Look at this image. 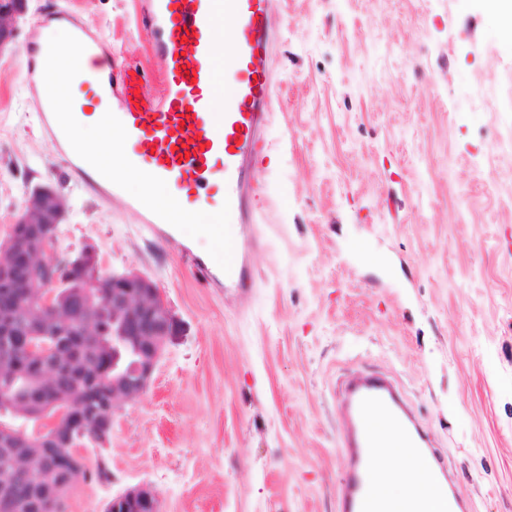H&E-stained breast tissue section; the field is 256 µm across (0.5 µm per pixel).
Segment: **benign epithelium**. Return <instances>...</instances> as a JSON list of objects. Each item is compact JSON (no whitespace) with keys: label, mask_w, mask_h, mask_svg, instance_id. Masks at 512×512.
<instances>
[{"label":"benign epithelium","mask_w":512,"mask_h":512,"mask_svg":"<svg viewBox=\"0 0 512 512\" xmlns=\"http://www.w3.org/2000/svg\"><path fill=\"white\" fill-rule=\"evenodd\" d=\"M29 0H0V54L12 43L16 21ZM65 204L49 186L35 188L0 244L8 259L0 262V337L12 347L0 351V368L35 381L62 369L78 383L94 388L107 382L106 370L97 367L95 352L78 347L89 335L86 316L112 308V326L99 333L112 337V397L86 409L39 388L24 404V414L36 419L30 434L0 428V447L13 451L15 469L34 479L38 493L55 492L65 478L77 484L81 473L60 465L69 453L78 456L77 438L90 431L105 444L112 435L115 416L123 405L139 399L148 388L167 341L180 325L156 283L136 269L101 275L96 249L86 246L73 254L58 245V228ZM26 307L29 321L19 324L12 314ZM64 356L62 368L55 358ZM29 498L18 494L13 482L0 484V509L24 512ZM112 512H161L147 486H134L112 497Z\"/></svg>","instance_id":"7a95c632"}]
</instances>
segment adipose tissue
Returning a JSON list of instances; mask_svg holds the SVG:
<instances>
[{"label":"adipose tissue","mask_w":512,"mask_h":512,"mask_svg":"<svg viewBox=\"0 0 512 512\" xmlns=\"http://www.w3.org/2000/svg\"><path fill=\"white\" fill-rule=\"evenodd\" d=\"M375 471L380 478V494L392 501L418 499V512H445L443 495L429 477L430 467L421 458L410 454L399 443L379 448L374 457Z\"/></svg>","instance_id":"adipose-tissue-1"}]
</instances>
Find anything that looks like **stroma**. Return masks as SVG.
I'll return each mask as SVG.
<instances>
[{
  "mask_svg": "<svg viewBox=\"0 0 512 512\" xmlns=\"http://www.w3.org/2000/svg\"><path fill=\"white\" fill-rule=\"evenodd\" d=\"M138 8L30 0L0 55V240L51 186L61 250L148 275L180 324L108 448L81 451L111 483L78 484L66 512L136 485L161 512H337L354 372L399 386L468 512H512V45L483 0H268L274 109L236 290L201 286L42 135L32 30L67 11L144 62Z\"/></svg>",
  "mask_w": 512,
  "mask_h": 512,
  "instance_id": "stroma-1",
  "label": "stroma"
}]
</instances>
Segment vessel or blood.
<instances>
[{
	"instance_id": "1",
	"label": "vessel or blood",
	"mask_w": 512,
	"mask_h": 512,
	"mask_svg": "<svg viewBox=\"0 0 512 512\" xmlns=\"http://www.w3.org/2000/svg\"><path fill=\"white\" fill-rule=\"evenodd\" d=\"M47 20L70 26L74 41L95 59L91 68L66 72L39 38L31 40L26 82L42 97V127L66 156L71 177L106 199L122 193L128 175L144 172L151 189L131 207L158 241L187 258L193 275L211 287L245 286L252 272L239 243L225 238L224 229L255 220L250 167L273 98L266 0H142L139 20L157 34L159 87L153 96L141 91L147 73L125 58L98 55V37L72 15L56 12ZM61 78L104 103L102 124L119 132L115 164L100 165L72 142L70 131L81 115L76 100L59 95ZM221 81L230 92L219 102L215 89ZM214 179L223 183L224 194L209 207L205 230L223 239L224 247L199 256L181 239L171 205L159 201L155 191L173 186L191 197ZM340 395L348 470L339 512H406L377 492L373 457L394 440L430 456L427 432L384 377L348 378Z\"/></svg>"
}]
</instances>
